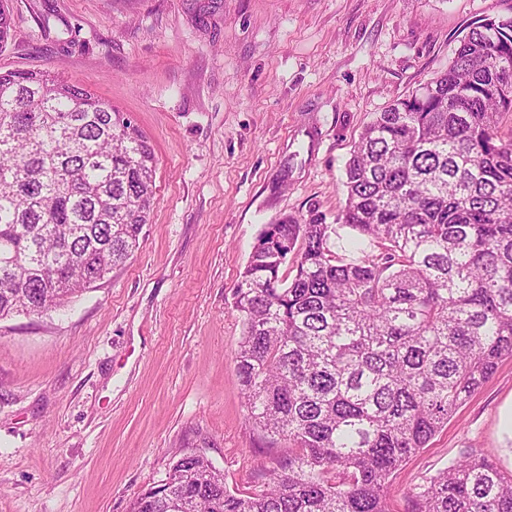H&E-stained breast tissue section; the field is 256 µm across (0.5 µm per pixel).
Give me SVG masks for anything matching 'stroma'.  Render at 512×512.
<instances>
[{
    "instance_id": "stroma-1",
    "label": "stroma",
    "mask_w": 512,
    "mask_h": 512,
    "mask_svg": "<svg viewBox=\"0 0 512 512\" xmlns=\"http://www.w3.org/2000/svg\"><path fill=\"white\" fill-rule=\"evenodd\" d=\"M0 71L62 73L156 157L140 247L65 307L0 320V512H129L203 454L232 492L288 457L251 423L233 294L261 229L345 204L375 113L444 72L512 0H10ZM512 358L389 483L394 512L470 454L512 471Z\"/></svg>"
}]
</instances>
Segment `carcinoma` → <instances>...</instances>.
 <instances>
[{
  "instance_id": "cac0c4a2",
  "label": "carcinoma",
  "mask_w": 512,
  "mask_h": 512,
  "mask_svg": "<svg viewBox=\"0 0 512 512\" xmlns=\"http://www.w3.org/2000/svg\"><path fill=\"white\" fill-rule=\"evenodd\" d=\"M0 0V46L10 35ZM447 71L364 127L338 221L257 238L234 292L247 419L288 461L260 495L204 456L130 512H391V475L512 357V15L468 24ZM156 161L126 115L52 71L0 72V320L64 305L139 248ZM292 265L294 275L283 272ZM412 512H512V472L472 454Z\"/></svg>"
}]
</instances>
